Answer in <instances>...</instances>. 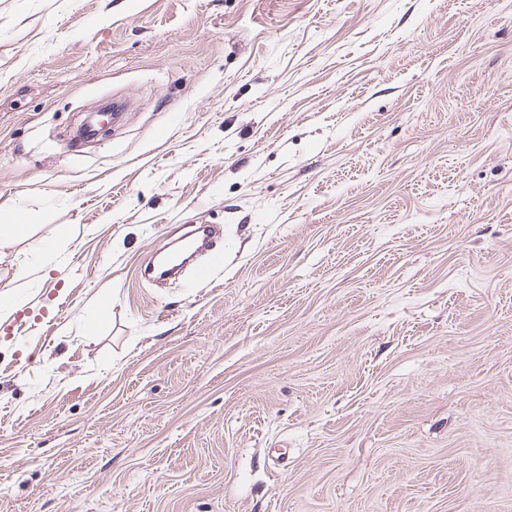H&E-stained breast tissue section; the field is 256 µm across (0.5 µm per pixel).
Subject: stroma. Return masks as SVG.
<instances>
[{
  "mask_svg": "<svg viewBox=\"0 0 512 512\" xmlns=\"http://www.w3.org/2000/svg\"><path fill=\"white\" fill-rule=\"evenodd\" d=\"M1 224L0 512H512V0H0ZM188 228L189 230L182 237L184 257L178 263L164 265L158 273L159 278L177 275L186 261L201 254H208L209 258L206 263L195 267L194 276L199 281L208 279L213 270L222 264L223 256L219 253H211L209 249L214 227L209 224H193Z\"/></svg>",
  "mask_w": 512,
  "mask_h": 512,
  "instance_id": "35a3bbf8",
  "label": "stroma"
}]
</instances>
